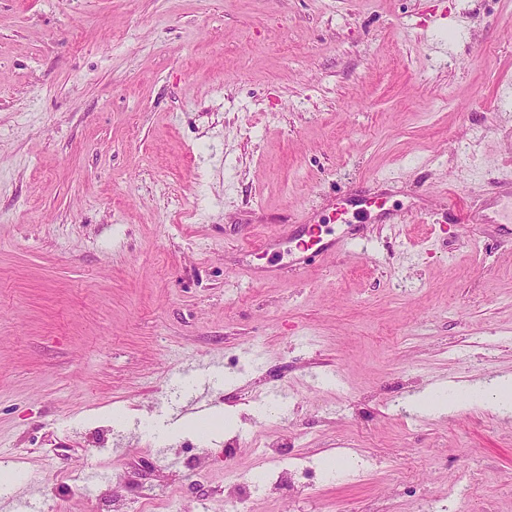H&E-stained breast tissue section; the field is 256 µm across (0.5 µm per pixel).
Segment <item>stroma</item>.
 <instances>
[{
    "label": "stroma",
    "instance_id": "stroma-1",
    "mask_svg": "<svg viewBox=\"0 0 512 512\" xmlns=\"http://www.w3.org/2000/svg\"><path fill=\"white\" fill-rule=\"evenodd\" d=\"M356 186L401 222L256 249ZM511 191L512 0H0V506L225 512L261 443L390 466L258 512H512V416L412 404L512 379ZM294 247L290 250L291 265L290 270L299 272L308 262L313 252H331L342 251L347 245V239L344 235H336L335 238H324L320 225L310 226L305 237L293 238ZM476 488V483L471 475L462 472L448 490V507L453 504L456 510L462 508V504L470 500Z\"/></svg>",
    "mask_w": 512,
    "mask_h": 512
}]
</instances>
